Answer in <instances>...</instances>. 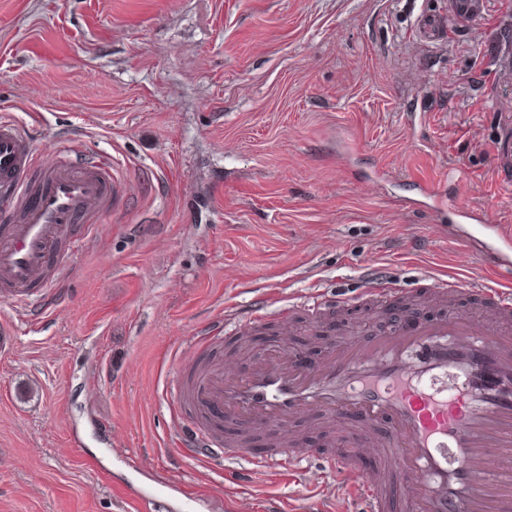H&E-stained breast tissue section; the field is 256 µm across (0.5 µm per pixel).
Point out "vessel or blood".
Returning a JSON list of instances; mask_svg holds the SVG:
<instances>
[{"label": "vessel or blood", "instance_id": "vessel-or-blood-1", "mask_svg": "<svg viewBox=\"0 0 512 512\" xmlns=\"http://www.w3.org/2000/svg\"><path fill=\"white\" fill-rule=\"evenodd\" d=\"M32 160L24 133L0 121V213L7 217L0 225V300L17 305L53 292L55 260L70 225L101 215L118 181L111 159L62 164L49 152L27 190L22 177ZM449 220L471 250L512 275V227L489 213L472 223L466 208ZM363 282L377 301L401 298L378 269H366ZM462 292L491 310L493 320L434 314L419 328L341 348L318 371L293 366L284 348H272L246 377L229 368L200 372L192 399L261 428H283L319 410L360 420L369 440L328 456L327 468L337 479L355 481L365 512H388L396 482L406 512H512V291L456 277L423 295L435 306ZM380 425L387 428L381 435ZM372 449L380 467L359 472L356 457ZM217 450L257 469L297 467L309 458L306 449L282 446L255 460L243 438H222L213 427L185 441L192 458Z\"/></svg>", "mask_w": 512, "mask_h": 512}]
</instances>
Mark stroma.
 <instances>
[{
	"mask_svg": "<svg viewBox=\"0 0 512 512\" xmlns=\"http://www.w3.org/2000/svg\"><path fill=\"white\" fill-rule=\"evenodd\" d=\"M437 19V37L420 34ZM505 0H0V118L34 155L108 156L123 175L90 240L56 260L47 314L0 301V512H154L161 473L199 512H362L326 449L240 483L182 455V356L266 294L366 306L361 271L506 281L427 209L512 225ZM342 250H335V243Z\"/></svg>",
	"mask_w": 512,
	"mask_h": 512,
	"instance_id": "stroma-1",
	"label": "stroma"
}]
</instances>
